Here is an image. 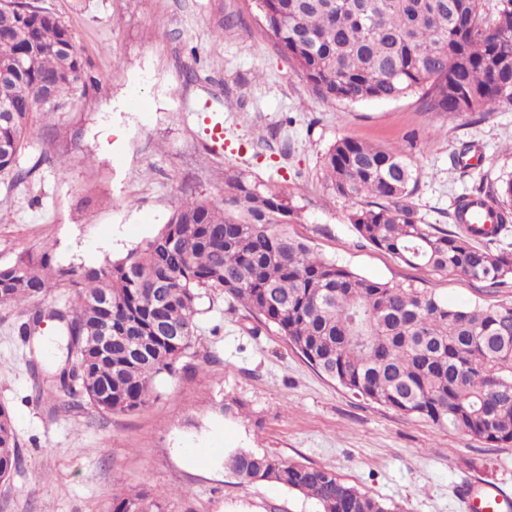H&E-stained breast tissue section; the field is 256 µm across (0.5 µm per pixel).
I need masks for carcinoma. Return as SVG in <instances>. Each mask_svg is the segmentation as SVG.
<instances>
[{"instance_id":"carcinoma-1","label":"carcinoma","mask_w":512,"mask_h":512,"mask_svg":"<svg viewBox=\"0 0 512 512\" xmlns=\"http://www.w3.org/2000/svg\"><path fill=\"white\" fill-rule=\"evenodd\" d=\"M254 2L281 54L324 97L355 104L419 94L433 111L483 115L512 104V0L491 10L484 0ZM89 93L70 29L36 0H0V94L12 104L0 113V177L28 176L18 159L36 113L65 112ZM322 166L330 188L358 204L351 223L378 250L489 285L512 278L511 251L476 245L512 230V173L456 203L454 223L489 199L497 224L454 232L417 222L408 205L416 178L401 152L341 138ZM293 220L280 192L229 177L221 195L188 201L119 260L55 270L43 252L0 268V308L25 311L22 336L46 319L77 334L75 383L64 367L56 391L78 389L101 413L150 399L155 380L173 375L194 345L201 291L221 289L353 394L494 446L512 443V303L451 305L430 288L371 280L315 255L288 234ZM59 288L65 306L45 312ZM19 461L11 413L0 405L1 481ZM225 465L242 484L278 483L322 512H394L320 467L244 449ZM112 512L162 506L128 493L113 499Z\"/></svg>"}]
</instances>
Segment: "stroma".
Instances as JSON below:
<instances>
[{"label": "stroma", "mask_w": 512, "mask_h": 512, "mask_svg": "<svg viewBox=\"0 0 512 512\" xmlns=\"http://www.w3.org/2000/svg\"><path fill=\"white\" fill-rule=\"evenodd\" d=\"M39 3L71 28L94 87L71 111L36 114L19 157L30 177L0 179V267L46 250L61 267L125 257L187 199L219 194L234 175L280 191L295 210L289 234L319 256L374 280L414 281L452 304L512 302L510 279L490 288L412 268L359 238L354 203L322 170L344 137L399 149L417 176L418 221L453 229L460 197L512 172V106L484 116L433 112L416 95L322 97L280 54L252 0ZM467 149L480 151L478 166L455 165ZM198 307L180 372L157 382L146 406L112 414L80 394L59 403L54 371L64 351L40 356L31 374L21 320L0 309V405L21 445L18 470L0 481V512H112L129 489L148 492L164 512H320L276 483H240L224 465L238 449L330 470L399 512H464L465 480L512 492V444L354 395L222 291Z\"/></svg>", "instance_id": "1"}]
</instances>
